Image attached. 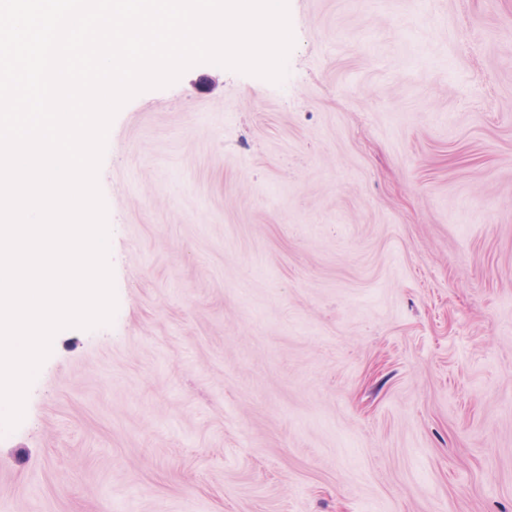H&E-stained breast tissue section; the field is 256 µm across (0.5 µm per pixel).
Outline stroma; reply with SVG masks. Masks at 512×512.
Segmentation results:
<instances>
[{"label": "stroma", "instance_id": "35a3bbf8", "mask_svg": "<svg viewBox=\"0 0 512 512\" xmlns=\"http://www.w3.org/2000/svg\"><path fill=\"white\" fill-rule=\"evenodd\" d=\"M281 83L115 115L117 312L0 427V512H512V0H288Z\"/></svg>", "mask_w": 512, "mask_h": 512}]
</instances>
